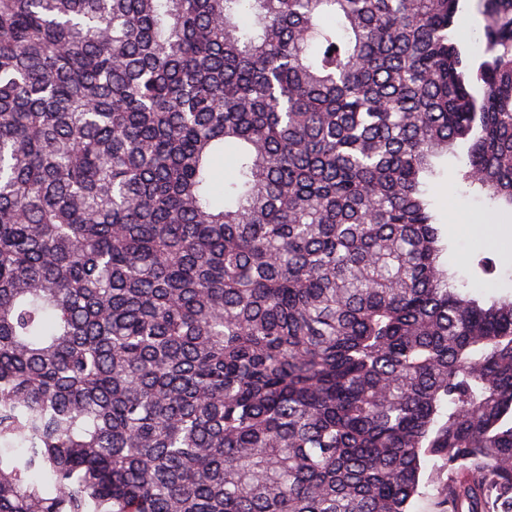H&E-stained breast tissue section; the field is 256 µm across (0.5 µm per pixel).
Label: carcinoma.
<instances>
[{"mask_svg": "<svg viewBox=\"0 0 512 512\" xmlns=\"http://www.w3.org/2000/svg\"><path fill=\"white\" fill-rule=\"evenodd\" d=\"M0 0V512H512V0ZM230 152L235 174L214 165ZM480 0L460 1V9L455 17L456 31L468 33L474 30H482L484 20L481 15ZM464 165L463 159H454L448 173L428 183V196L439 222L448 230V269L456 273V284L461 291L480 290L487 296H502L512 291V217L502 214L487 198L475 194L456 177V170ZM451 216H464L471 224H457V231L449 224ZM480 232L481 246L473 243V231ZM475 232V233H476ZM480 247V250L478 249ZM483 251L495 261L491 275L475 280L478 255ZM438 468L436 462L429 459L425 462L423 468V483L425 494L417 498L414 502V512H439L442 509L438 506L439 502L436 498V486L438 482Z\"/></svg>", "mask_w": 512, "mask_h": 512, "instance_id": "cac0c4a2", "label": "carcinoma"}]
</instances>
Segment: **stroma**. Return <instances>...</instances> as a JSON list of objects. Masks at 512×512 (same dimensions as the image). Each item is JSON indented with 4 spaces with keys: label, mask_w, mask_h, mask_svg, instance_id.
Instances as JSON below:
<instances>
[{
    "label": "stroma",
    "mask_w": 512,
    "mask_h": 512,
    "mask_svg": "<svg viewBox=\"0 0 512 512\" xmlns=\"http://www.w3.org/2000/svg\"><path fill=\"white\" fill-rule=\"evenodd\" d=\"M463 159L453 160L451 172L430 182L428 196L440 223L449 227L448 268L456 275L461 291L479 290L489 296L512 292V216L498 211L487 198L475 194L456 177ZM463 216L472 223L474 233H462L450 228L451 217ZM495 261L492 274L478 278L474 271L479 254Z\"/></svg>",
    "instance_id": "stroma-1"
}]
</instances>
